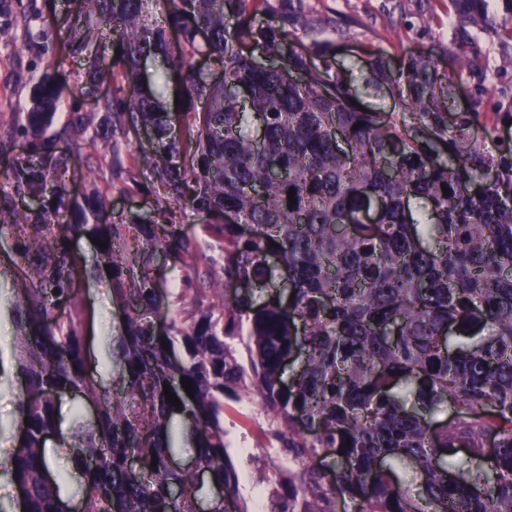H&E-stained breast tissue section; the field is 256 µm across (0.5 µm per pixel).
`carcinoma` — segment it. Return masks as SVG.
Returning <instances> with one entry per match:
<instances>
[{
	"label": "carcinoma",
	"instance_id": "carcinoma-1",
	"mask_svg": "<svg viewBox=\"0 0 512 512\" xmlns=\"http://www.w3.org/2000/svg\"><path fill=\"white\" fill-rule=\"evenodd\" d=\"M153 2L79 0L81 13L115 37L110 63L87 55L92 83L127 98L122 107L103 102L97 133L117 149L150 132L138 167L148 173L152 211L120 222L105 209L90 222L63 219L66 158L46 132L55 81L41 80L18 128L30 151L8 178L38 207L15 220L23 227L13 259L24 281L13 303L21 440L0 476L23 488L22 512H71L46 454V435L61 425L62 387L97 407L95 421L70 428L63 443L86 512H196L203 485L171 466L181 449L176 418L192 434L196 466L237 500L224 400L242 388L283 426L297 466L288 506L271 512H337L339 493L355 512H512V203L496 185L462 189L488 169L512 185V156L471 141L467 116L448 126L453 86L432 54L411 55L396 71L373 55L369 84L388 86L393 109L352 105L335 42L312 26L309 0H166L160 18ZM448 10L467 23L489 20L487 0H448ZM489 21L512 39V0ZM255 50L281 68L255 65ZM158 56L168 65L162 85L145 88L141 65ZM198 58L207 66L195 67ZM168 88L193 128L187 140L171 135ZM64 131L89 129L72 112ZM188 207L209 216L199 236L177 221ZM83 237L103 244L105 262L87 273L108 282L121 312L113 391L97 390L84 369L70 251ZM212 241L224 253L220 279L198 271ZM158 248L193 293L176 311L167 281L149 267ZM283 281L288 300L264 297ZM236 338L247 357L231 349ZM287 357L299 368L285 385ZM165 384L180 405L165 399ZM443 407L452 412L446 422L434 418ZM133 454L137 470L127 465ZM322 455L336 457L338 470L314 468ZM405 462L421 481L418 501L395 476Z\"/></svg>",
	"mask_w": 512,
	"mask_h": 512
}]
</instances>
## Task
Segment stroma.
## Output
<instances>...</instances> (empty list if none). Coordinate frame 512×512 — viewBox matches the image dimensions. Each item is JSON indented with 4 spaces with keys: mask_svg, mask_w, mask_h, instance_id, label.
Here are the masks:
<instances>
[{
    "mask_svg": "<svg viewBox=\"0 0 512 512\" xmlns=\"http://www.w3.org/2000/svg\"><path fill=\"white\" fill-rule=\"evenodd\" d=\"M318 11L332 12L346 33L336 39V61L351 70V81L363 104L378 111L393 107L385 90L367 87L366 61L380 53L391 67H399L412 53H430L446 63L454 85L455 101L449 122L465 111L473 98L481 108L472 118L469 136L494 156L512 154V39L492 27H470L475 42L472 63L459 67L455 34L459 19L448 10V0H321ZM74 0H0V224L13 212L25 210L7 172L13 161L28 152L24 137L13 127L18 113L27 111L44 77L55 78L59 87L57 111L85 115L98 122V105L116 97L113 86L91 88L85 57L73 52L69 41L73 25L83 24ZM146 136L131 138L113 149L110 141L86 138L61 139L58 152L69 159L62 178L70 197L98 191L112 216L150 206L152 200L130 181L125 169L147 148ZM120 165H113V158ZM13 244L0 240V458L19 444L13 424L18 417L20 387L13 378L16 359L12 345L17 331L12 302L20 287L12 265ZM84 350L89 374L96 384L112 385L109 350L112 335L101 327V313L112 310V293L105 283L78 277ZM224 427L229 456L240 474L238 493L249 512H270L272 502L287 500L291 477L288 451L264 407L248 392L224 403Z\"/></svg>",
    "mask_w": 512,
    "mask_h": 512,
    "instance_id": "obj_1",
    "label": "stroma"
}]
</instances>
